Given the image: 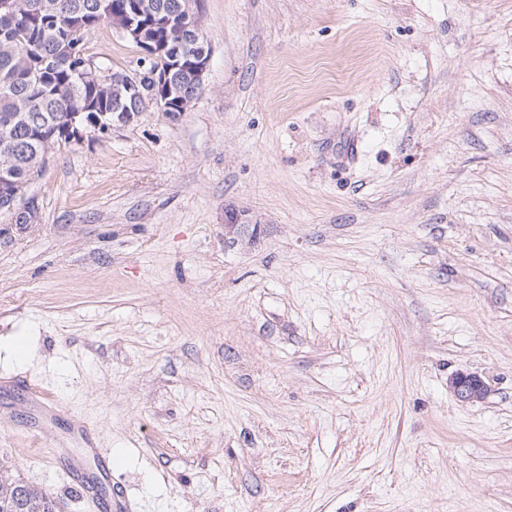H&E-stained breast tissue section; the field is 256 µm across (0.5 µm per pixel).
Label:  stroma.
I'll return each mask as SVG.
<instances>
[{
  "instance_id": "35a3bbf8",
  "label": "stroma",
  "mask_w": 512,
  "mask_h": 512,
  "mask_svg": "<svg viewBox=\"0 0 512 512\" xmlns=\"http://www.w3.org/2000/svg\"><path fill=\"white\" fill-rule=\"evenodd\" d=\"M200 18L189 111L61 144L0 213V376L61 407L0 389V465L87 512L45 451L81 421L136 512H512V0ZM244 214L236 210H227L224 217V238L235 242L237 237L248 233L250 222L243 218ZM448 387L463 403L481 401L488 392L486 381L476 373L457 372L448 379Z\"/></svg>"
}]
</instances>
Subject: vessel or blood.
<instances>
[{
	"mask_svg": "<svg viewBox=\"0 0 512 512\" xmlns=\"http://www.w3.org/2000/svg\"><path fill=\"white\" fill-rule=\"evenodd\" d=\"M54 465L61 468L69 487L87 499L93 512H131L126 497L121 495H100L102 483L112 478V454L100 444L89 443L82 456H74L69 449L54 448L50 451Z\"/></svg>",
	"mask_w": 512,
	"mask_h": 512,
	"instance_id": "b4317fda",
	"label": "vessel or blood"
}]
</instances>
